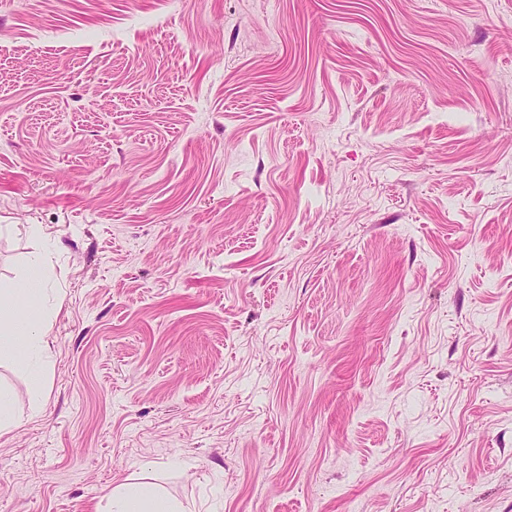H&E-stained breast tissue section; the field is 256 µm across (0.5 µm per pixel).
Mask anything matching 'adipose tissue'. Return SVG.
<instances>
[{
  "label": "adipose tissue",
  "mask_w": 512,
  "mask_h": 512,
  "mask_svg": "<svg viewBox=\"0 0 512 512\" xmlns=\"http://www.w3.org/2000/svg\"><path fill=\"white\" fill-rule=\"evenodd\" d=\"M49 290L41 261H33L18 285L0 284V358L7 357L40 379L49 350ZM104 512H184L182 505L145 485H115Z\"/></svg>",
  "instance_id": "1"
}]
</instances>
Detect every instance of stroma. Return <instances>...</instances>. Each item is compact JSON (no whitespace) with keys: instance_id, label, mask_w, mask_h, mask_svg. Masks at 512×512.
I'll use <instances>...</instances> for the list:
<instances>
[{"instance_id":"1","label":"stroma","mask_w":512,"mask_h":512,"mask_svg":"<svg viewBox=\"0 0 512 512\" xmlns=\"http://www.w3.org/2000/svg\"><path fill=\"white\" fill-rule=\"evenodd\" d=\"M42 252L0 512H512V0H0ZM128 482H120L112 488L103 512H185L179 502L148 486Z\"/></svg>"}]
</instances>
